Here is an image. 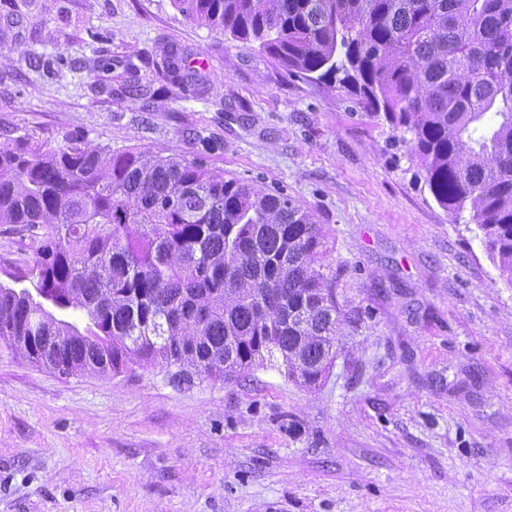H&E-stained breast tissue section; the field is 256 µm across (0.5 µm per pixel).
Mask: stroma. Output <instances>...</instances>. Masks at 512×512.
I'll return each mask as SVG.
<instances>
[{
	"instance_id": "stroma-1",
	"label": "stroma",
	"mask_w": 512,
	"mask_h": 512,
	"mask_svg": "<svg viewBox=\"0 0 512 512\" xmlns=\"http://www.w3.org/2000/svg\"><path fill=\"white\" fill-rule=\"evenodd\" d=\"M18 136L288 195L352 321L313 388L278 359L177 387L0 344V512H512V282L355 95L171 0H0V142Z\"/></svg>"
}]
</instances>
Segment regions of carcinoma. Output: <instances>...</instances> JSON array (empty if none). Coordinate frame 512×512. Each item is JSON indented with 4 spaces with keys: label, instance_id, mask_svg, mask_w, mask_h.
I'll return each mask as SVG.
<instances>
[{
    "label": "carcinoma",
    "instance_id": "carcinoma-1",
    "mask_svg": "<svg viewBox=\"0 0 512 512\" xmlns=\"http://www.w3.org/2000/svg\"><path fill=\"white\" fill-rule=\"evenodd\" d=\"M172 2L411 133L436 202L470 209L512 281V0ZM0 224L25 225L32 254L27 286L0 285V339L67 377L143 363L231 382L277 353L311 388L349 321L311 215L184 155L0 143Z\"/></svg>",
    "mask_w": 512,
    "mask_h": 512
}]
</instances>
